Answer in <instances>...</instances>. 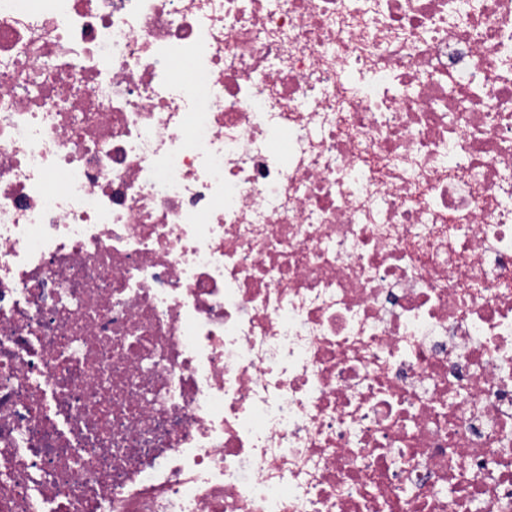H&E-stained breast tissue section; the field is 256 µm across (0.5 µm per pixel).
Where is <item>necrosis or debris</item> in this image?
<instances>
[{
  "instance_id": "necrosis-or-debris-1",
  "label": "necrosis or debris",
  "mask_w": 512,
  "mask_h": 512,
  "mask_svg": "<svg viewBox=\"0 0 512 512\" xmlns=\"http://www.w3.org/2000/svg\"><path fill=\"white\" fill-rule=\"evenodd\" d=\"M0 512H512V0H0Z\"/></svg>"
}]
</instances>
